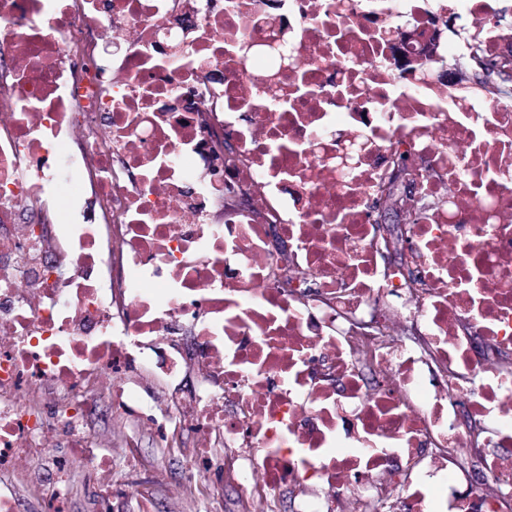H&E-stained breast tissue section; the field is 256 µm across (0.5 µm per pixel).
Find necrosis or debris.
I'll use <instances>...</instances> for the list:
<instances>
[{"instance_id":"necrosis-or-debris-1","label":"necrosis or debris","mask_w":512,"mask_h":512,"mask_svg":"<svg viewBox=\"0 0 512 512\" xmlns=\"http://www.w3.org/2000/svg\"><path fill=\"white\" fill-rule=\"evenodd\" d=\"M497 12L0 0V512H66L76 464L110 501L105 396L194 436L191 494L219 496L221 448L296 512H512V100L417 68L457 54L449 13L498 54ZM396 149L400 267L373 211Z\"/></svg>"}]
</instances>
